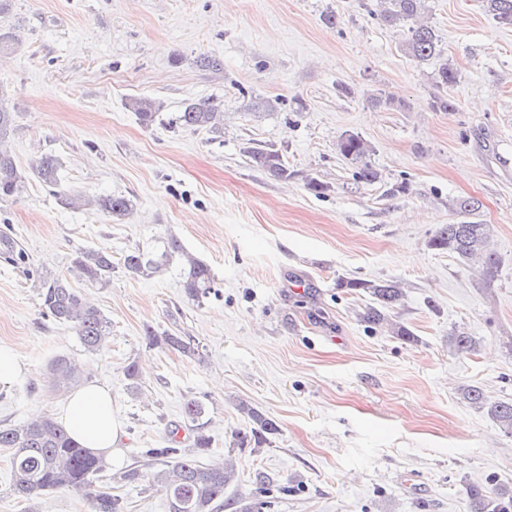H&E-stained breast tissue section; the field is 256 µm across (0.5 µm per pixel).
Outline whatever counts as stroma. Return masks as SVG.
Returning a JSON list of instances; mask_svg holds the SVG:
<instances>
[{
  "label": "stroma",
  "instance_id": "stroma-1",
  "mask_svg": "<svg viewBox=\"0 0 512 512\" xmlns=\"http://www.w3.org/2000/svg\"><path fill=\"white\" fill-rule=\"evenodd\" d=\"M428 7L458 72L448 112L431 106L440 60L405 54L406 28L379 21L376 0H11L0 12V34L14 38L0 55V89L27 179L0 200V346L18 351L25 372L0 390V424L55 415L67 393L49 366L66 356L86 382L112 390L123 435L94 484L121 495L126 512H169L145 451L173 432L192 450L190 398L208 406L205 464L246 427L239 402L278 424L271 446L237 453L240 477L224 492L259 497L253 475L265 472L286 488L266 512H470L467 485L511 488L512 434L461 389L512 398V27L482 0ZM203 56L223 70L200 67ZM143 95L160 104L149 125L127 107ZM375 96L408 109L374 106ZM201 99L221 105L223 130L172 125ZM346 133L371 144L376 181L353 179L336 150ZM254 144L280 149L292 179L251 166L244 150ZM43 154L58 162L59 187L127 197L129 213L66 206L31 172ZM312 178L324 194L309 190ZM461 197L494 227L500 265L488 287L428 245L458 223ZM170 236L209 265L206 297L186 294L178 257L150 279L114 272L104 288L71 268L81 250L117 260ZM42 273L89 294L112 323L105 349L85 350L71 325L43 313L32 286ZM350 279L399 281L390 316L411 338L367 326L371 300L343 288ZM148 328L184 337L194 355L149 345ZM459 331L474 351L450 346ZM133 361L135 388L125 375ZM133 467L141 480L118 481ZM0 512L92 508L71 491L17 498L0 448Z\"/></svg>",
  "mask_w": 512,
  "mask_h": 512
}]
</instances>
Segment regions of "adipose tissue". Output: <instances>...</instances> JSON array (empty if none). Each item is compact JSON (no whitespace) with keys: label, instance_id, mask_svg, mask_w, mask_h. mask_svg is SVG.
Returning <instances> with one entry per match:
<instances>
[{"label":"adipose tissue","instance_id":"obj_1","mask_svg":"<svg viewBox=\"0 0 512 512\" xmlns=\"http://www.w3.org/2000/svg\"><path fill=\"white\" fill-rule=\"evenodd\" d=\"M58 418L85 448L111 460L122 428L107 387L91 383L72 390L61 405Z\"/></svg>","mask_w":512,"mask_h":512}]
</instances>
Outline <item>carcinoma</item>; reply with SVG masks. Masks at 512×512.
<instances>
[{"label":"carcinoma","mask_w":512,"mask_h":512,"mask_svg":"<svg viewBox=\"0 0 512 512\" xmlns=\"http://www.w3.org/2000/svg\"><path fill=\"white\" fill-rule=\"evenodd\" d=\"M485 12L502 26H512V0H483ZM426 0H379L376 16L388 26L407 28L403 50L418 62L429 61L441 54L434 29L424 21ZM457 70L443 63L435 77L437 93L432 107L446 111L455 107V101L448 97V87L457 82ZM128 107L145 124L155 120L160 105L155 99L142 96L130 99ZM176 123L193 131H217L224 124L221 105L212 100H201L186 104L183 112L175 118ZM13 112L7 106L3 91L0 90V142L12 129ZM338 154L352 167V175L359 182H373L377 172L368 162L369 144L360 136L346 134L336 144ZM252 166L269 176L286 181L293 177L288 171L280 153L266 145L257 144L246 151ZM33 172L46 185H59L57 160L51 155L40 157L32 166ZM25 184V176L7 149L0 147V198L19 193ZM65 204L73 209L94 205L115 218H120L131 209V200L124 196H105L93 200L82 197H65ZM493 228L479 221H462L458 224H444L430 239L429 246L446 251L468 266L478 270L486 284L494 282L498 273V258L491 250ZM175 255L186 259L187 273L184 282L186 293L195 299L202 298L214 288V279L209 267L189 255L181 242L174 236L162 242L153 250L140 247L126 251L120 266L129 276L152 277L166 269ZM112 254L105 249L79 251L72 259V270L92 287H104L112 279ZM342 287L362 291L372 299L366 307L363 321L371 326L387 324L392 334L408 338L411 332L404 326L390 320L388 312L403 297L400 284L396 281L349 280ZM37 292L41 308L48 317L70 324L85 349H104L111 336V323L70 282L59 276H38ZM145 338L151 345L163 344L183 353H194V348L180 336H158L148 330ZM454 350L469 353L474 349L475 339L466 332H459L450 338ZM50 373L53 386L60 390L77 384L82 371L66 356L55 359ZM464 399L474 409L483 411L500 429L512 434V400H493L482 388L467 385L462 388ZM240 411L249 420V427L235 433L232 447L261 448L270 444V438L279 431L277 423L245 402L238 403ZM205 404L190 399L183 405V422L194 431V451L191 454L167 446L149 448L145 455L157 463L152 472V481L160 486L167 498L180 503L181 512H219L231 508V512H263V500L241 499L224 501V487L235 478L232 456L216 464H203L199 455L207 454L212 448V439L206 430ZM0 448L11 450V489L23 500H31L47 492L58 490L83 491L92 502L93 512H124L121 496L112 493L111 488H95L93 477L106 470L103 460L83 448L58 421L50 416L17 425L0 426ZM471 512H512V489L500 487L490 489L483 484H471L467 489Z\"/></svg>","instance_id":"obj_1"}]
</instances>
